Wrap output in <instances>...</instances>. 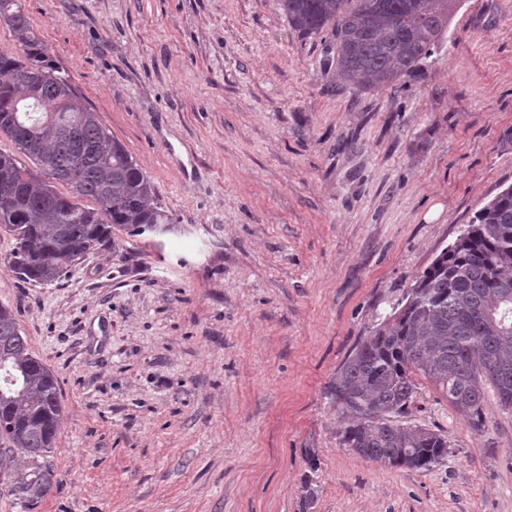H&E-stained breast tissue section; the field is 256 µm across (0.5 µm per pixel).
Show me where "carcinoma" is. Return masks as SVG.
Returning <instances> with one entry per match:
<instances>
[{"label": "carcinoma", "mask_w": 512, "mask_h": 512, "mask_svg": "<svg viewBox=\"0 0 512 512\" xmlns=\"http://www.w3.org/2000/svg\"><path fill=\"white\" fill-rule=\"evenodd\" d=\"M288 25L331 42L322 66L366 89L412 76L438 50L457 0H280ZM23 55L0 50V135L36 170L0 152V227L14 233L8 264L24 280H59L76 259L112 246V227L142 235L171 217L155 187L98 113L51 63L22 0H0ZM69 186L70 194L55 183ZM91 199L97 207L81 203ZM400 312L361 340L336 373L338 409L357 419L343 445L383 466L421 469L448 455V436L397 418L417 378L429 381L472 423L486 387L512 409V186L498 192L441 250ZM58 379L34 357L13 311L0 306V471L16 453L33 467L10 481L27 505L57 482L38 463L50 452L63 408Z\"/></svg>", "instance_id": "cac0c4a2"}]
</instances>
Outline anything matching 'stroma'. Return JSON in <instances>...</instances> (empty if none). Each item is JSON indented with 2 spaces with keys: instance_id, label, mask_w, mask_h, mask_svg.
I'll return each mask as SVG.
<instances>
[{
  "instance_id": "1",
  "label": "stroma",
  "mask_w": 512,
  "mask_h": 512,
  "mask_svg": "<svg viewBox=\"0 0 512 512\" xmlns=\"http://www.w3.org/2000/svg\"><path fill=\"white\" fill-rule=\"evenodd\" d=\"M54 64L153 183L172 231L112 230L0 304L57 374L58 483L0 512H512V409L426 380L429 468L344 448L336 372L512 185V0H459L434 60L367 90L279 0H23ZM315 454L318 470L307 456Z\"/></svg>"
}]
</instances>
